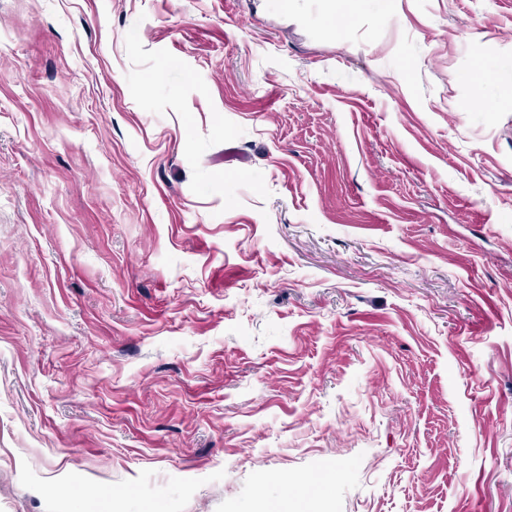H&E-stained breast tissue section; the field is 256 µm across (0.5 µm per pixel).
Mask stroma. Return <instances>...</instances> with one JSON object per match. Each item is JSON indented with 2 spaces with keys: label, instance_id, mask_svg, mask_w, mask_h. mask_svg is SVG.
I'll list each match as a JSON object with an SVG mask.
<instances>
[{
  "label": "stroma",
  "instance_id": "stroma-1",
  "mask_svg": "<svg viewBox=\"0 0 512 512\" xmlns=\"http://www.w3.org/2000/svg\"><path fill=\"white\" fill-rule=\"evenodd\" d=\"M0 0V512H512V0Z\"/></svg>",
  "mask_w": 512,
  "mask_h": 512
}]
</instances>
